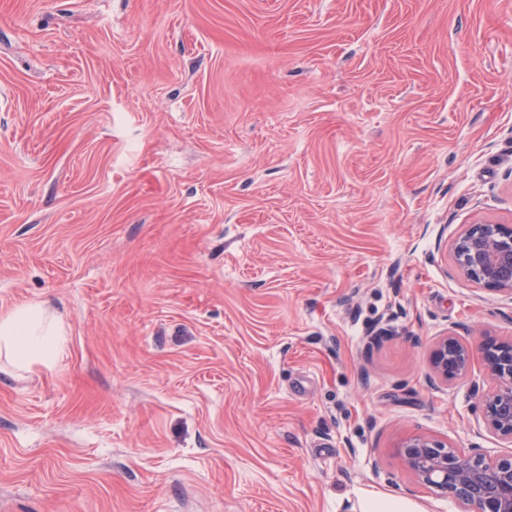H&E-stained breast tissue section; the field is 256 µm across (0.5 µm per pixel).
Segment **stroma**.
I'll return each instance as SVG.
<instances>
[{
  "label": "stroma",
  "instance_id": "35a3bbf8",
  "mask_svg": "<svg viewBox=\"0 0 512 512\" xmlns=\"http://www.w3.org/2000/svg\"><path fill=\"white\" fill-rule=\"evenodd\" d=\"M512 225V0H0V512H457L398 450H507L460 274ZM389 336L369 338L379 328ZM62 325L39 304L15 307L0 316V346L16 363L51 366L61 351ZM472 360V349L455 336L439 339L430 355L431 374L434 382L448 385L463 379Z\"/></svg>",
  "mask_w": 512,
  "mask_h": 512
}]
</instances>
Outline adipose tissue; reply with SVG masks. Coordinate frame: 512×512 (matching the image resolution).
I'll return each mask as SVG.
<instances>
[{
    "label": "adipose tissue",
    "mask_w": 512,
    "mask_h": 512,
    "mask_svg": "<svg viewBox=\"0 0 512 512\" xmlns=\"http://www.w3.org/2000/svg\"><path fill=\"white\" fill-rule=\"evenodd\" d=\"M61 336L60 321L46 316L37 304L18 306L0 316V346L21 365L54 364Z\"/></svg>",
    "instance_id": "obj_1"
}]
</instances>
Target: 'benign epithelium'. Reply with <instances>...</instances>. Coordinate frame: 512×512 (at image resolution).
Returning <instances> with one entry per match:
<instances>
[{
  "label": "benign epithelium",
  "mask_w": 512,
  "mask_h": 512,
  "mask_svg": "<svg viewBox=\"0 0 512 512\" xmlns=\"http://www.w3.org/2000/svg\"><path fill=\"white\" fill-rule=\"evenodd\" d=\"M455 267L486 290L512 300V225L469 224L451 244ZM482 360L495 388L480 397L482 420L512 444V338L487 336ZM472 349L455 336L439 339L430 355L434 382L463 379ZM404 470L419 485L451 496L460 512H512V452L488 454L479 448H455L427 434H414L400 446Z\"/></svg>",
  "instance_id": "7a95c632"
}]
</instances>
